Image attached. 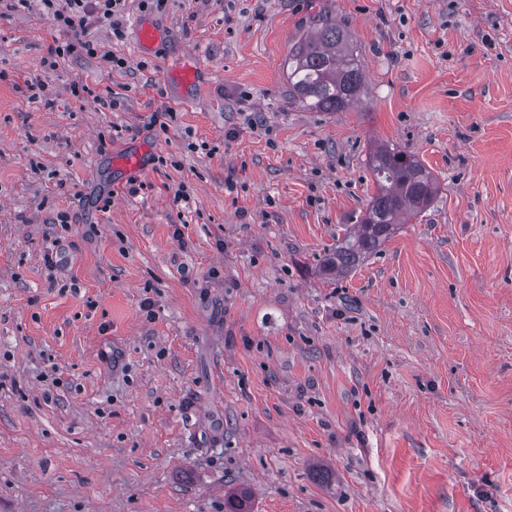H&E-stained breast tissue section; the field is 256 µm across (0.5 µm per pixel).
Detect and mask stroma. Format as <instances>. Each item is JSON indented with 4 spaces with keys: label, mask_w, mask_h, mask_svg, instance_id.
<instances>
[{
    "label": "stroma",
    "mask_w": 512,
    "mask_h": 512,
    "mask_svg": "<svg viewBox=\"0 0 512 512\" xmlns=\"http://www.w3.org/2000/svg\"><path fill=\"white\" fill-rule=\"evenodd\" d=\"M142 16L169 34L148 56ZM326 18L367 86L307 112L284 64ZM124 27L47 73L69 33L0 0V512H224L239 487L253 512H512V0H126ZM375 141L439 194L322 279ZM136 147L177 164L124 176Z\"/></svg>",
    "instance_id": "1"
}]
</instances>
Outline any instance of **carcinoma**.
Here are the masks:
<instances>
[{
	"mask_svg": "<svg viewBox=\"0 0 512 512\" xmlns=\"http://www.w3.org/2000/svg\"><path fill=\"white\" fill-rule=\"evenodd\" d=\"M288 98L311 112H343L360 98L366 69L333 22L315 24L292 45L286 61ZM375 194L360 223L323 256L320 272L343 277L391 238L398 226L420 216L439 191L434 175L413 155L387 144L369 152ZM251 494L239 489L224 497V512H250Z\"/></svg>",
	"mask_w": 512,
	"mask_h": 512,
	"instance_id": "carcinoma-1",
	"label": "carcinoma"
}]
</instances>
